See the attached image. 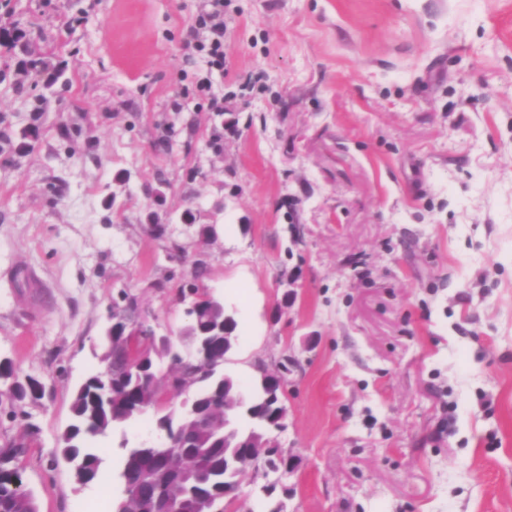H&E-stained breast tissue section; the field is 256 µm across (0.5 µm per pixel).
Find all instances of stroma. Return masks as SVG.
<instances>
[{
    "mask_svg": "<svg viewBox=\"0 0 512 512\" xmlns=\"http://www.w3.org/2000/svg\"><path fill=\"white\" fill-rule=\"evenodd\" d=\"M86 5L0 8L74 57L20 87L0 56V361L43 385L0 403V445L26 442L38 512H111L154 415L95 440L82 488L56 438L113 310L181 343L199 264L237 322L224 373L281 376L287 409L291 471L226 512H512V0H228L220 72L184 44L205 0L65 31Z\"/></svg>",
    "mask_w": 512,
    "mask_h": 512,
    "instance_id": "1",
    "label": "stroma"
}]
</instances>
